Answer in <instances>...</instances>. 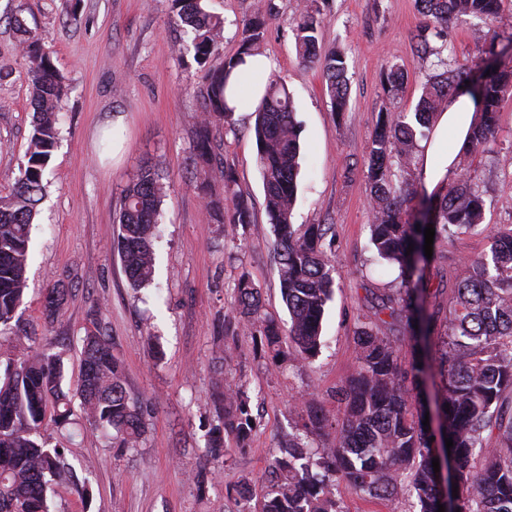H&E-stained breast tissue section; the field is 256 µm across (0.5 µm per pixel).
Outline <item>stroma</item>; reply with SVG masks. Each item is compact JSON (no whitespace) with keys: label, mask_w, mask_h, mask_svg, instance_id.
Wrapping results in <instances>:
<instances>
[{"label":"stroma","mask_w":512,"mask_h":512,"mask_svg":"<svg viewBox=\"0 0 512 512\" xmlns=\"http://www.w3.org/2000/svg\"><path fill=\"white\" fill-rule=\"evenodd\" d=\"M301 2L207 0L206 8L224 19L214 67L237 53L245 20L265 17L261 52L275 63L272 77L292 93L302 128L293 221L330 227L335 294L325 309L321 351L304 364L257 349L233 307L245 272L261 289L266 315L288 323L254 116L236 114L235 132H215L216 157L234 171L235 189L252 213L251 223L231 226L214 212L225 203L223 183H203L192 167L205 71L179 51L172 0H0V196L9 195L26 161L32 125L22 41L52 49L67 85L32 231L21 324L35 347L63 352V388L71 392L91 313L101 309L125 387L143 402L145 432L135 448L91 436L69 442L45 420L42 440L66 446L68 463L90 489L82 499L67 485L55 486L53 512H243L237 489L248 487L253 499L261 498L301 404L317 398L327 413L337 412L330 395L354 367V329L397 275L373 263L365 160L379 114L410 112L418 101L424 75L412 35L424 17L416 0H323L322 46L344 55L349 78L350 110L339 115L331 110L320 66L296 54ZM487 35L483 20L462 18L440 56L476 58ZM393 65L407 73L396 97L383 86ZM145 164L164 174L166 197L154 242L155 282L137 299L110 244L122 192ZM471 175L484 192L486 224L511 227L512 95L502 102L498 128L475 156ZM488 248L479 231L438 242L433 287L455 288L464 261ZM59 284L67 301L50 323L45 296ZM229 382L242 384L254 425L245 443L225 437L223 456L214 457L207 442L223 418L220 397ZM202 469L209 481L201 486L196 475Z\"/></svg>","instance_id":"1"}]
</instances>
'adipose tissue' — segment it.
<instances>
[{
    "label": "adipose tissue",
    "instance_id": "obj_1",
    "mask_svg": "<svg viewBox=\"0 0 512 512\" xmlns=\"http://www.w3.org/2000/svg\"><path fill=\"white\" fill-rule=\"evenodd\" d=\"M271 71L267 57H247L232 69L226 89V101L237 113L254 111L265 93V81ZM474 117V103L468 95L449 99L447 108L437 117L431 141L421 146L419 174L432 187L445 185L456 176L455 157L466 143Z\"/></svg>",
    "mask_w": 512,
    "mask_h": 512
}]
</instances>
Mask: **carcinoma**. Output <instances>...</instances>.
I'll list each match as a JSON object with an SVG mask.
<instances>
[{"label":"carcinoma","instance_id":"cac0c4a2","mask_svg":"<svg viewBox=\"0 0 512 512\" xmlns=\"http://www.w3.org/2000/svg\"><path fill=\"white\" fill-rule=\"evenodd\" d=\"M428 18L414 35L420 68L428 72L414 112H382L366 158L370 202V241L375 258L398 271L395 285L385 289L355 330L356 364L346 385L336 390L343 406L333 420L312 400L301 408V427L279 449L258 504V512H342L332 487L345 481L360 493L385 505L408 493L418 512H437L442 489L433 471L432 434L422 424L435 406L445 437L453 439L451 455L459 488L460 512H512V227L488 231L487 254L465 261L469 273L440 299L442 289L430 290L432 261L424 252V229L435 228L434 240L482 228L483 192L471 176L475 154L482 151L499 121L503 93L512 89V68H497L498 30L512 28L500 0H417ZM186 34L183 49L206 68L219 53L224 19L209 12L203 0H172ZM486 20L491 40L483 68L455 60L440 74H429L439 54L432 40L447 41L448 28L459 18ZM326 14L304 5L295 19L296 49L306 63L323 69L331 110H349L347 66L343 55H322L319 34ZM266 19L245 22L239 52L208 69L200 93L205 112L196 135L199 175L208 181L234 182L231 170L213 159V128L222 122L234 128L225 99L231 69L258 53ZM31 89L33 121L27 162L13 191L0 197V335L12 334L16 358L0 372V512H51L48 492L54 484L70 483L79 496L88 492L66 462L65 449L38 441L48 418L64 426L71 416L70 400L62 389L61 354L38 350L32 337L18 335V310L23 304L30 259L29 242L42 198L43 178L58 139V112L66 86L52 60V51L37 41H23ZM404 72L390 67L384 77L387 92L396 94ZM463 89L479 107V119L468 144L456 158L459 178L445 193L423 196L428 220L407 218L416 197L414 179L418 144L429 139L435 119L448 96ZM257 164L265 193L267 223L275 236V253L282 300L290 326L283 335L279 323L262 313L261 291L245 273L236 284L234 304L257 344L300 361L315 358L322 347V318L332 299L335 268L325 250L324 224H294L300 172L301 125L296 120L288 89L269 79L255 110ZM400 174H395L393 165ZM164 197L162 176L145 165L124 189L115 217L119 230L113 239L129 288L138 292L154 283L158 231ZM226 224L252 223L247 201L229 199ZM413 251H407L408 245ZM66 290L53 287L45 299L46 317L60 316ZM447 312L440 355L429 340L441 312ZM82 339V375L78 387L81 410L101 435L113 436L122 448L138 445L143 432L142 403L130 398L122 367L112 354V341L100 326ZM398 326L414 342L410 369L401 368L399 338L386 330ZM434 384L433 403H425L428 381ZM253 427L248 397L238 383L224 387L223 428L210 438L211 454L224 453V436L247 440ZM326 429L336 432L331 448H314L310 438Z\"/></svg>","mask_w":512,"mask_h":512}]
</instances>
